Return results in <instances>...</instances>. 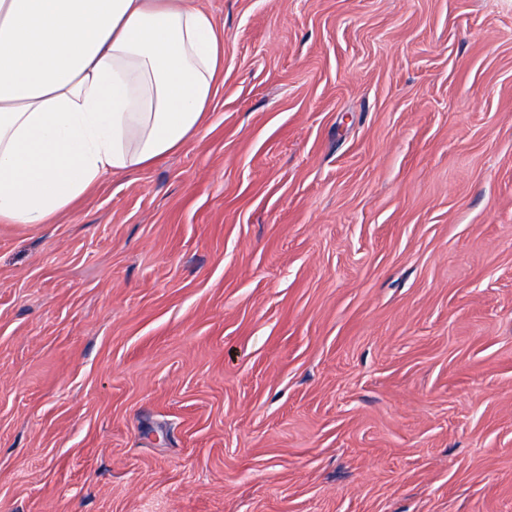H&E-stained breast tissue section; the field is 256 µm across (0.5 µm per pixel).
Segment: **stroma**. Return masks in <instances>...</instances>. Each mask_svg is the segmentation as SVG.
Segmentation results:
<instances>
[{"mask_svg":"<svg viewBox=\"0 0 512 512\" xmlns=\"http://www.w3.org/2000/svg\"><path fill=\"white\" fill-rule=\"evenodd\" d=\"M202 130L0 223V512H512V0H197Z\"/></svg>","mask_w":512,"mask_h":512,"instance_id":"1","label":"stroma"}]
</instances>
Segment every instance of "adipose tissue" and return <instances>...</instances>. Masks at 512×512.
<instances>
[{
    "mask_svg": "<svg viewBox=\"0 0 512 512\" xmlns=\"http://www.w3.org/2000/svg\"><path fill=\"white\" fill-rule=\"evenodd\" d=\"M223 63L194 0H0V222L52 223L181 149Z\"/></svg>",
    "mask_w": 512,
    "mask_h": 512,
    "instance_id": "obj_1",
    "label": "adipose tissue"
}]
</instances>
